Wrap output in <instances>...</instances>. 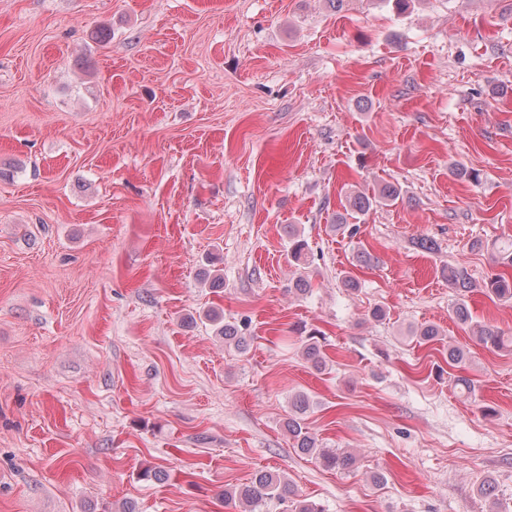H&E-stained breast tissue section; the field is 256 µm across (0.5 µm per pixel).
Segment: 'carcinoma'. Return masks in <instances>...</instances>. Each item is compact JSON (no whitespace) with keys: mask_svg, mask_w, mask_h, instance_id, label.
Segmentation results:
<instances>
[{"mask_svg":"<svg viewBox=\"0 0 512 512\" xmlns=\"http://www.w3.org/2000/svg\"><path fill=\"white\" fill-rule=\"evenodd\" d=\"M399 188L393 184L381 185L377 192L368 196L361 192L352 193L348 197V207L351 212L365 215L371 207L384 202H394L400 198ZM288 236L291 256L295 262L308 264V244L294 224L284 227ZM480 250H490L495 265L502 270L492 274L482 284L486 295L494 302L512 301V240L495 244L491 247L483 244L476 245ZM448 282L462 291L473 288L467 270L463 267L448 270ZM454 316L463 328L473 331L477 341L494 351H512V336L506 335L498 327L490 324H473L472 316L465 301L455 305ZM218 333L224 338V344L234 345L244 351L248 342L246 337L239 334L236 325L224 323L218 327ZM440 336L438 327L428 324L409 330V337L419 344H427ZM301 349L304 359L318 372L326 370L327 361L322 351V345L317 333L313 332L301 339ZM292 413L286 422L288 434L293 441L295 452L304 456H313L327 469L348 471L355 464V457L340 449L329 450L320 447L319 439L305 425L304 415L310 410L311 402L307 394L298 392L290 400ZM222 500L228 504H236L242 512H270L279 508L281 512H327L324 505L303 498L287 477L269 470L254 472L250 482L242 487L226 489Z\"/></svg>","mask_w":512,"mask_h":512,"instance_id":"cac0c4a2","label":"carcinoma"}]
</instances>
